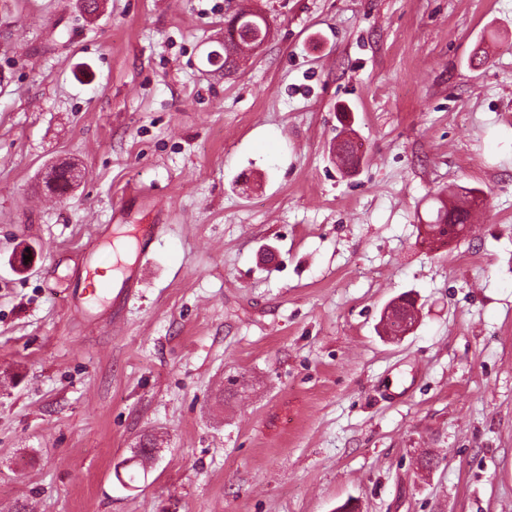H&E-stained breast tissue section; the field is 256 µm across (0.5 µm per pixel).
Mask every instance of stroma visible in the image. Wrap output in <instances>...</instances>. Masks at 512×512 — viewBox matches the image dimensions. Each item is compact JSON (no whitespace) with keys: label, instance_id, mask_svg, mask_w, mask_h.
Here are the masks:
<instances>
[{"label":"stroma","instance_id":"35a3bbf8","mask_svg":"<svg viewBox=\"0 0 512 512\" xmlns=\"http://www.w3.org/2000/svg\"><path fill=\"white\" fill-rule=\"evenodd\" d=\"M252 7L228 76L232 0H0V512H512V0ZM137 190L168 228L92 331ZM248 13H244L240 19L239 28L244 29L248 33L253 35L252 40H246L241 38L239 42H229L227 48L224 47V68L225 75L231 74L233 71L237 69L236 63V55L240 49L241 45L250 46L252 49V44L262 41L259 44L261 46L265 43L269 36L270 28L267 32L268 28V19L261 14L260 12H250V10H245ZM267 32V35H266ZM266 35V36H265ZM265 37V38H264ZM264 38V39H263ZM460 205H454L448 208L447 205H442L436 212L434 220L431 221L433 224H427L431 230H436L441 227L442 224L448 226V224H467L470 223L471 211ZM104 275L105 274L100 273L98 269H91V271L87 272L85 281L88 284L85 286V288H82L81 297H72L70 304L77 305L80 299H83L85 302H87L89 296L100 297L107 294L109 288H111V283L109 279ZM414 323L415 313L400 309L398 301L387 309L383 316L385 331L389 334L394 333L397 336H402L409 332L413 328Z\"/></svg>","mask_w":512,"mask_h":512}]
</instances>
